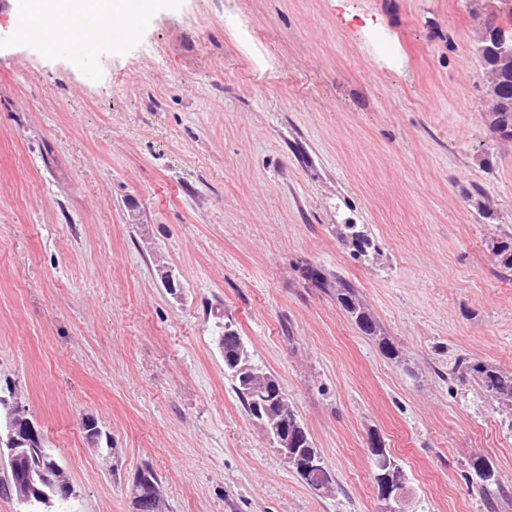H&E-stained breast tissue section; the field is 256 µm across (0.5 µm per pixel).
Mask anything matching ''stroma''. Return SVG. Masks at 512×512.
<instances>
[{
	"label": "stroma",
	"instance_id": "35a3bbf8",
	"mask_svg": "<svg viewBox=\"0 0 512 512\" xmlns=\"http://www.w3.org/2000/svg\"><path fill=\"white\" fill-rule=\"evenodd\" d=\"M512 0H179L135 39L45 54L0 0V386L67 469L73 512H512V410L454 375L512 370V139L480 23ZM362 224L377 252L336 234ZM358 289L388 359L307 278ZM232 315L333 478L311 490L249 419ZM95 420L99 444L86 441ZM493 464L497 508L472 482ZM394 461L396 465L399 466L395 470L397 475L394 478L389 477V479L383 483V487L378 493L379 499L384 502L383 512H405L403 504L405 502L408 484L403 473L404 469L396 460ZM160 488L155 484L138 485L134 488L137 512H158Z\"/></svg>",
	"mask_w": 512,
	"mask_h": 512
}]
</instances>
